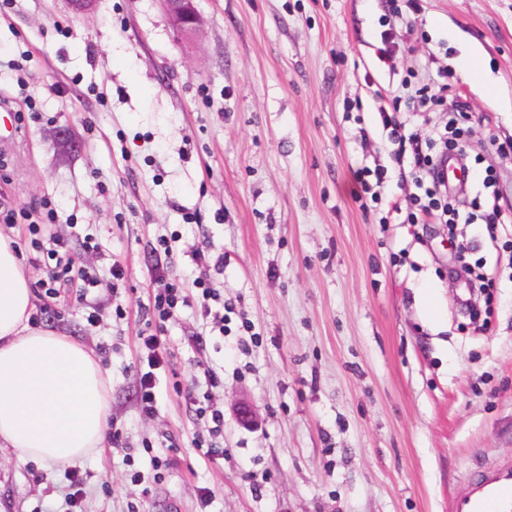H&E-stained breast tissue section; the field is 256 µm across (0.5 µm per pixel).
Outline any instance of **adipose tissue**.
I'll return each instance as SVG.
<instances>
[{
  "instance_id": "adipose-tissue-1",
  "label": "adipose tissue",
  "mask_w": 512,
  "mask_h": 512,
  "mask_svg": "<svg viewBox=\"0 0 512 512\" xmlns=\"http://www.w3.org/2000/svg\"><path fill=\"white\" fill-rule=\"evenodd\" d=\"M34 294L0 234V449L20 463L70 466L108 435L111 401L92 351L30 324Z\"/></svg>"
}]
</instances>
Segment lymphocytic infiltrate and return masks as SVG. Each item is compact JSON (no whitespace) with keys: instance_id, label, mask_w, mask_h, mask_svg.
Wrapping results in <instances>:
<instances>
[{"instance_id":"lymphocytic-infiltrate-1","label":"lymphocytic infiltrate","mask_w":512,"mask_h":512,"mask_svg":"<svg viewBox=\"0 0 512 512\" xmlns=\"http://www.w3.org/2000/svg\"><path fill=\"white\" fill-rule=\"evenodd\" d=\"M448 97L447 85L432 86L420 85L409 101H402L400 97H393L391 109H380L379 114L383 129L389 142L394 146L391 156L396 164H410L414 171L413 184L416 192L413 196L417 206L416 213L408 214V222H416L417 218L429 219L441 224H483L487 228H494L501 221V214L496 203L488 201L478 210L462 214L450 205L448 190L439 181L437 170L449 152L459 151L463 148V129L459 127L458 118L466 117V106H459L458 117L449 121L444 128L433 129L428 138H421L417 134L407 131L405 122L401 121L397 113L428 112ZM187 294L184 289L169 283H160L149 309L150 321L156 330L153 333L140 336L139 346L146 351L148 361L160 363V341L157 332L175 316L178 305L186 303Z\"/></svg>"}]
</instances>
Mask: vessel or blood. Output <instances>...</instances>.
I'll list each match as a JSON object with an SVG mask.
<instances>
[{"label":"vessel or blood","instance_id":"obj_1","mask_svg":"<svg viewBox=\"0 0 512 512\" xmlns=\"http://www.w3.org/2000/svg\"><path fill=\"white\" fill-rule=\"evenodd\" d=\"M453 512H512V465L491 474L475 473L452 504Z\"/></svg>","mask_w":512,"mask_h":512}]
</instances>
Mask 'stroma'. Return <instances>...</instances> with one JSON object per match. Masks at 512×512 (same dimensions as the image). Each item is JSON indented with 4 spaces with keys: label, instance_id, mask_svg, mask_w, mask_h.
Here are the masks:
<instances>
[{
    "label": "stroma",
    "instance_id": "stroma-1",
    "mask_svg": "<svg viewBox=\"0 0 512 512\" xmlns=\"http://www.w3.org/2000/svg\"><path fill=\"white\" fill-rule=\"evenodd\" d=\"M196 4L204 26L180 43L158 0H91L84 11L0 0V48L22 65L0 68V96L24 130L0 146L10 209L0 233L31 280L35 327L86 344L108 371L122 432L79 463L84 508L450 512L475 471L512 458V230L495 247L470 225L462 253L447 225L406 223L415 187L392 163L373 91L406 96L411 70L446 76L444 109L409 128L429 135L464 99L470 179L453 204L472 210L489 172L512 219V155L497 151L512 140V0H421L410 25L391 0ZM386 20L400 34L391 65L377 54ZM473 50L486 82L460 73ZM378 164L389 175L381 200L356 202L355 170ZM46 202L94 281L52 299L55 259L26 229ZM461 262L492 276L478 321L460 305L463 280L448 277ZM161 277L185 288L188 305L161 332L152 369L138 336ZM198 277L216 298L199 297ZM429 281L437 326L418 298ZM150 370L147 417L139 378ZM207 394L224 413L218 434L199 411ZM242 404L252 425L236 414ZM67 472L1 452L0 506L67 512ZM156 386L157 380L151 372H147L140 377V409L146 416L153 414L155 410Z\"/></svg>",
    "mask_w": 512,
    "mask_h": 512
}]
</instances>
